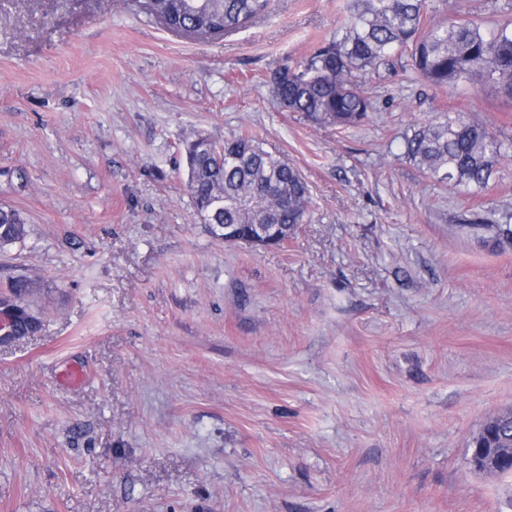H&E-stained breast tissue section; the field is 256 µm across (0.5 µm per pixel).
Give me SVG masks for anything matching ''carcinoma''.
<instances>
[{"instance_id":"obj_1","label":"carcinoma","mask_w":512,"mask_h":512,"mask_svg":"<svg viewBox=\"0 0 512 512\" xmlns=\"http://www.w3.org/2000/svg\"><path fill=\"white\" fill-rule=\"evenodd\" d=\"M270 0H155L151 13L174 28L210 35L229 34L265 15ZM433 0H353L348 22L336 39L319 46L295 66L268 78L281 107L313 124L347 129L371 109L368 92L353 73L378 69L408 54L416 78L441 90L483 77L512 99V17L489 27L457 17L435 22ZM183 144L187 187L203 221L210 224H282L298 228L309 203L307 183L288 161L255 138L232 134L224 141ZM404 153L429 178L465 192L483 190L499 159L512 145L460 113H442L413 129ZM22 213L0 207V250L24 240ZM512 443V410L489 417L470 448H504Z\"/></svg>"}]
</instances>
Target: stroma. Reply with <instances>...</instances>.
Returning a JSON list of instances; mask_svg holds the SVG:
<instances>
[{
    "mask_svg": "<svg viewBox=\"0 0 512 512\" xmlns=\"http://www.w3.org/2000/svg\"><path fill=\"white\" fill-rule=\"evenodd\" d=\"M351 0H272L240 31L169 30L146 0H0V251L38 333L0 346V512H501L469 443L512 408V155L459 192L403 153L460 111L512 142V100L360 71L359 126L282 108L269 75ZM253 135L309 189L277 248L227 244L181 144ZM73 366L84 384L66 386ZM22 213L9 207H0V250L24 240L26 236Z\"/></svg>",
    "mask_w": 512,
    "mask_h": 512,
    "instance_id": "1",
    "label": "stroma"
}]
</instances>
